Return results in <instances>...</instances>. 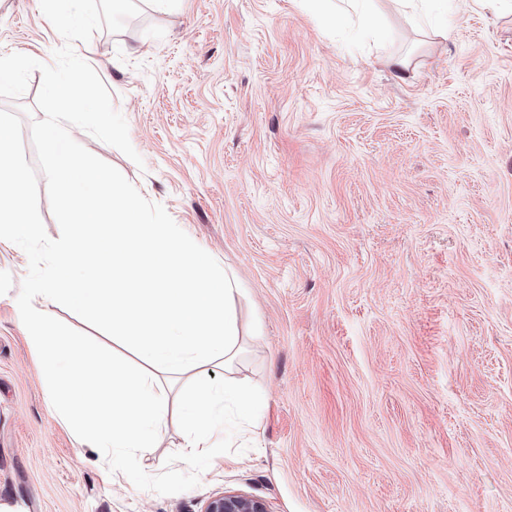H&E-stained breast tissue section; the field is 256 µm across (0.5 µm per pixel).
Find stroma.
<instances>
[{"label": "stroma", "instance_id": "1", "mask_svg": "<svg viewBox=\"0 0 512 512\" xmlns=\"http://www.w3.org/2000/svg\"><path fill=\"white\" fill-rule=\"evenodd\" d=\"M135 2L89 45L143 162L75 139L238 276L231 376L264 414L191 490L111 473L50 413L0 244V512H512V12L454 0L445 41L391 0L376 37L319 0ZM63 43L0 0V54ZM41 78L0 98L31 163ZM203 512H270L261 499L241 494H221L209 499Z\"/></svg>", "mask_w": 512, "mask_h": 512}]
</instances>
